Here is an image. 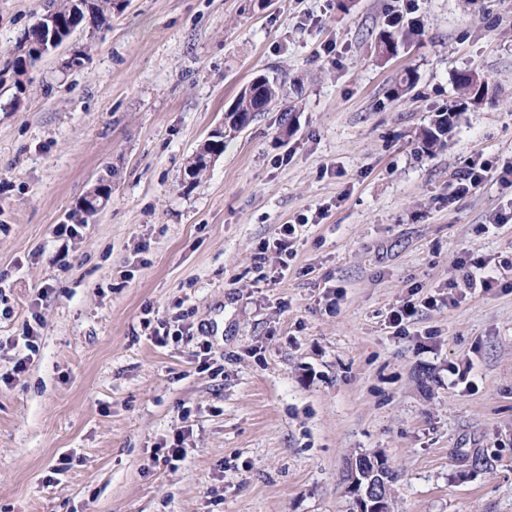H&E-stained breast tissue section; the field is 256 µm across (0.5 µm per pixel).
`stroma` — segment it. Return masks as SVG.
<instances>
[{
	"label": "stroma",
	"instance_id": "stroma-1",
	"mask_svg": "<svg viewBox=\"0 0 512 512\" xmlns=\"http://www.w3.org/2000/svg\"><path fill=\"white\" fill-rule=\"evenodd\" d=\"M41 14L0 0V368L26 324L39 345L0 388V512H352L347 461L372 452L393 512H512V0H121L21 95ZM396 17L422 35L379 58ZM462 71L488 97L426 152ZM259 74L284 97L229 129ZM285 224L287 265L256 272ZM480 260L496 288H458ZM181 427L185 460L153 461Z\"/></svg>",
	"mask_w": 512,
	"mask_h": 512
}]
</instances>
